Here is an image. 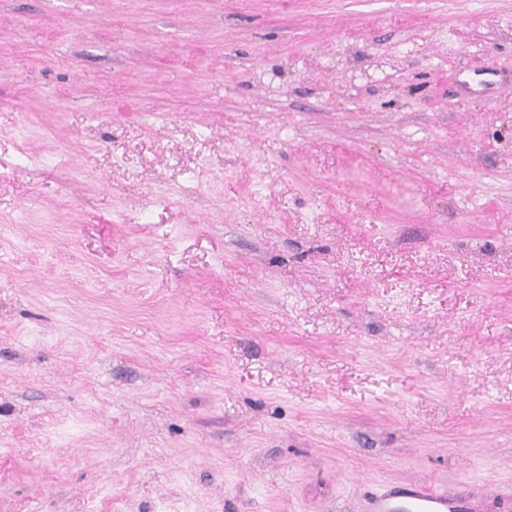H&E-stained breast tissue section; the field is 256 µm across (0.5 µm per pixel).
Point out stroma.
<instances>
[{
    "instance_id": "1",
    "label": "stroma",
    "mask_w": 512,
    "mask_h": 512,
    "mask_svg": "<svg viewBox=\"0 0 512 512\" xmlns=\"http://www.w3.org/2000/svg\"><path fill=\"white\" fill-rule=\"evenodd\" d=\"M512 512V0H0V512ZM402 500L404 504H400ZM406 507L411 512H454L458 509L457 498H450L445 492L431 487H392L376 496L371 502L372 512H397Z\"/></svg>"
}]
</instances>
